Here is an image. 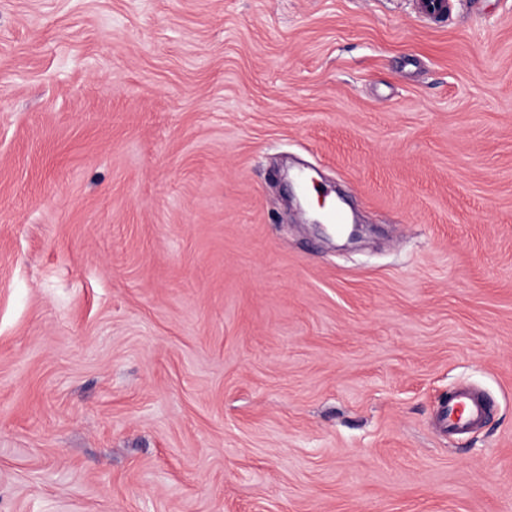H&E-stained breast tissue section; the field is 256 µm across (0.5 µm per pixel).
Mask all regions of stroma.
<instances>
[{"label":"stroma","instance_id":"1","mask_svg":"<svg viewBox=\"0 0 512 512\" xmlns=\"http://www.w3.org/2000/svg\"><path fill=\"white\" fill-rule=\"evenodd\" d=\"M0 512H512V0H0ZM486 413V405L479 394L468 389L453 392L448 397L445 409V421L448 431L466 433L482 421Z\"/></svg>","mask_w":512,"mask_h":512}]
</instances>
